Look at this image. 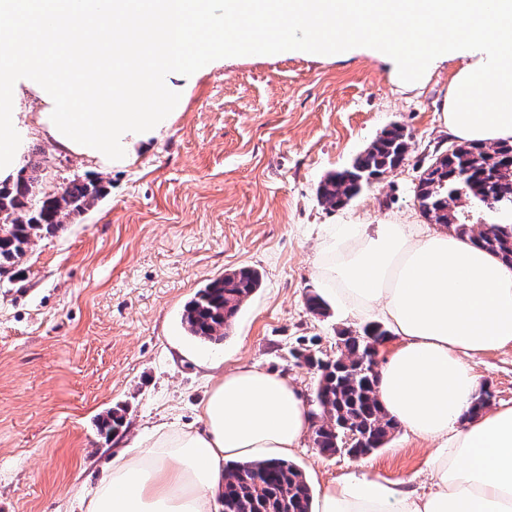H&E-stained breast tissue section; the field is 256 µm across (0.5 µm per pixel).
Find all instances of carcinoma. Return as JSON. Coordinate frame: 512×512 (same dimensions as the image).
<instances>
[{"label": "carcinoma", "mask_w": 512, "mask_h": 512, "mask_svg": "<svg viewBox=\"0 0 512 512\" xmlns=\"http://www.w3.org/2000/svg\"><path fill=\"white\" fill-rule=\"evenodd\" d=\"M411 135L394 124L385 129L346 168L320 182L321 203L343 208L373 181L399 168L407 160ZM19 177L12 187L0 188V276L14 275L15 266L33 239L55 233L61 217L80 214L104 195L103 186L91 179L73 177L60 191L37 190L39 175ZM421 216L512 264V232L499 224L486 228L471 222V209L490 214L512 212V143L493 145L452 143L435 155L418 178L414 194ZM261 285L257 270L241 267L209 281L186 304L182 323L188 335L218 345L230 333L238 311ZM392 333L380 323L362 331H338V354L328 358L319 350L292 352L298 367L318 375L314 402L319 413L313 444L324 455L339 452L365 454L386 445L397 424L381 405L375 387L376 372L363 364L368 346L381 347ZM125 424V411L116 407L99 422L109 436ZM354 439L344 448L343 436ZM312 489L302 472L287 460H259L226 466L220 500L223 512H310Z\"/></svg>", "instance_id": "cac0c4a2"}]
</instances>
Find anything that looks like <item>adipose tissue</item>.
Segmentation results:
<instances>
[{
  "instance_id": "adipose-tissue-1",
  "label": "adipose tissue",
  "mask_w": 512,
  "mask_h": 512,
  "mask_svg": "<svg viewBox=\"0 0 512 512\" xmlns=\"http://www.w3.org/2000/svg\"><path fill=\"white\" fill-rule=\"evenodd\" d=\"M245 6L280 28L275 49L364 50L407 86L456 61L449 135L512 141V0H0V187L16 183L35 130L109 168L151 149L182 106L180 80L252 49L224 31ZM316 269L327 304L392 326L379 400L434 447L428 492L353 471L311 512H512V405L473 412L471 363L512 345V265L439 227L338 224ZM197 417L114 455L85 512H212L226 464L288 458L314 427L295 381L254 365L214 378Z\"/></svg>"
}]
</instances>
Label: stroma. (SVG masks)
Instances as JSON below:
<instances>
[{"label":"stroma","instance_id":"obj_1","mask_svg":"<svg viewBox=\"0 0 512 512\" xmlns=\"http://www.w3.org/2000/svg\"><path fill=\"white\" fill-rule=\"evenodd\" d=\"M456 69L443 64L407 89L388 63L363 54L228 55L186 87L168 131L126 168L93 165L33 135L41 192L79 176L106 193L34 239L15 277L0 279V512H81L82 492L115 454L160 423L196 425L209 365L287 374L312 400L317 377L294 366L291 350L311 338L335 356L338 331L365 324L307 308L321 288L324 227L421 223L414 188L450 142L441 112ZM393 124L411 134L405 163L344 208L321 204L320 181ZM244 266L262 284L229 336L219 345L190 337L185 304ZM473 364L494 403L512 404V345ZM117 406L128 426L105 436L99 419ZM429 448L400 428L362 458L321 454L308 439L291 460L315 490L361 467L420 491Z\"/></svg>","mask_w":512,"mask_h":512}]
</instances>
